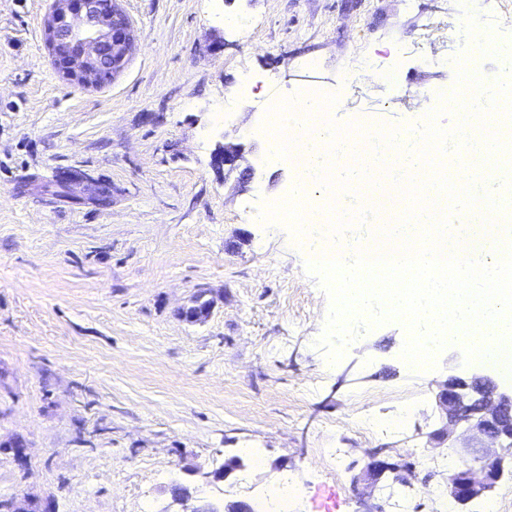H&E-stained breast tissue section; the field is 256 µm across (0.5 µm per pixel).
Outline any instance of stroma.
<instances>
[{"label": "stroma", "mask_w": 512, "mask_h": 512, "mask_svg": "<svg viewBox=\"0 0 512 512\" xmlns=\"http://www.w3.org/2000/svg\"><path fill=\"white\" fill-rule=\"evenodd\" d=\"M138 43L99 85L68 83L44 45L52 0H0V500L50 512H170L169 483L206 502L252 500L284 474L296 512H360L365 450L443 474L428 432L446 353L402 357L405 325L366 330L330 362L332 303L301 236L272 229L289 159L265 153L269 108L333 94L335 125L375 115L405 134L441 128L458 60L489 90L512 84V0H122ZM231 108L233 122L216 114ZM243 148L232 173L217 145ZM71 181L63 199L47 182ZM111 205L89 203L91 183ZM212 302L182 319L194 296ZM411 411L401 433L361 438L366 415ZM21 443L14 452L13 443ZM263 463L205 484L241 449ZM344 449L340 462L326 457Z\"/></svg>", "instance_id": "1"}]
</instances>
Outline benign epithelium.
Masks as SVG:
<instances>
[{
	"mask_svg": "<svg viewBox=\"0 0 512 512\" xmlns=\"http://www.w3.org/2000/svg\"><path fill=\"white\" fill-rule=\"evenodd\" d=\"M121 0H111L105 10L100 0H53L52 10L43 26L44 42L59 73L69 82L83 85L100 84L121 73L136 46L137 31L120 6ZM214 165L232 172L242 158L240 145L224 143L213 155ZM211 301L199 293L194 305L182 310L183 318L191 323L205 320ZM436 405L445 420L442 427L428 434L432 447L448 445L458 449L463 461L470 466L448 472L445 484L453 500L466 504L488 496L503 479L512 474L505 461L512 458V390L504 391L491 371H473L463 378L450 374L438 385ZM467 425L469 435L459 438L455 429ZM392 475L395 483L408 484L416 480L413 464L394 461L381 450L367 453V461L353 479L363 485L360 504L365 512H381L372 495L380 477ZM172 502L179 512H252L241 500L224 503L223 509H202L189 505L192 500L187 487L174 484L169 488Z\"/></svg>",
	"mask_w": 512,
	"mask_h": 512,
	"instance_id": "benign-epithelium-1",
	"label": "benign epithelium"
}]
</instances>
